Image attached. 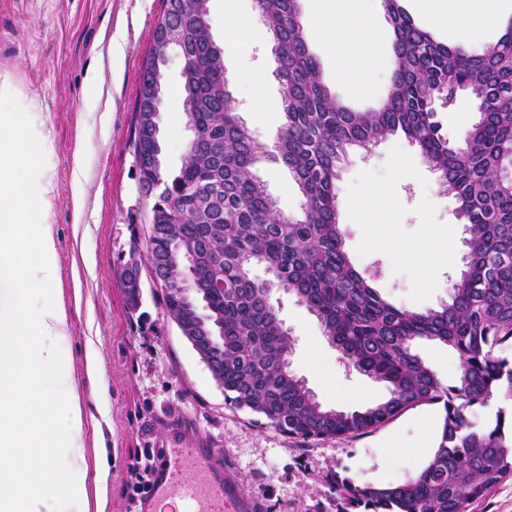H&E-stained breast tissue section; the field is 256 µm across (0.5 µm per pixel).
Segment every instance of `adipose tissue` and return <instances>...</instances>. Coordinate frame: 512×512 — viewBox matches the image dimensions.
I'll return each instance as SVG.
<instances>
[{
	"instance_id": "ef3b65f1",
	"label": "adipose tissue",
	"mask_w": 512,
	"mask_h": 512,
	"mask_svg": "<svg viewBox=\"0 0 512 512\" xmlns=\"http://www.w3.org/2000/svg\"><path fill=\"white\" fill-rule=\"evenodd\" d=\"M416 11L452 34L505 30L511 13L504 0H413ZM317 37L338 59L351 62L343 80L353 95L366 94L373 73L385 65L376 28L375 0H315ZM27 117L0 118V275L15 297L35 311L0 299V512H104L110 470L95 466V489L75 473L86 466L82 395L65 351L68 314L56 299V240L43 218L50 185L34 193L36 149ZM365 223L389 225L394 202L382 187L346 200ZM53 384L43 391L40 376Z\"/></svg>"
}]
</instances>
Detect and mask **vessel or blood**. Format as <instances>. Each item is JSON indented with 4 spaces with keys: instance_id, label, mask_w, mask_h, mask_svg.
<instances>
[{
    "instance_id": "b4317fda",
    "label": "vessel or blood",
    "mask_w": 512,
    "mask_h": 512,
    "mask_svg": "<svg viewBox=\"0 0 512 512\" xmlns=\"http://www.w3.org/2000/svg\"><path fill=\"white\" fill-rule=\"evenodd\" d=\"M234 489L224 480L222 451L193 439L172 438L138 512H224Z\"/></svg>"
}]
</instances>
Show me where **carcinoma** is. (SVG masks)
I'll return each mask as SVG.
<instances>
[{"label": "carcinoma", "instance_id": "obj_1", "mask_svg": "<svg viewBox=\"0 0 512 512\" xmlns=\"http://www.w3.org/2000/svg\"><path fill=\"white\" fill-rule=\"evenodd\" d=\"M207 2L166 0L153 31L156 43L164 27L183 29V106L196 137L176 174L158 173L155 137L141 121L135 125L139 184L154 198L145 240L166 315L176 323L216 321L221 331L207 355L225 401L311 444L367 433L408 408L443 404L439 444L419 472L384 487L336 478L332 489L373 512H468L512 475V408L497 407L480 425L471 417L494 396L512 400V41L479 51L449 46L418 26L400 0H384L391 84L382 104L358 110L325 86L301 0H256L285 90L270 150L237 112L221 50L206 34ZM156 80L147 58L135 109H150ZM451 89L467 92L479 113L458 145L440 134L432 99ZM399 132L439 173L466 233L464 269L448 283V301L423 311L397 306L371 286L349 259L339 223V163L350 149ZM263 162L288 171L303 197L299 216L284 215L267 192L258 175ZM256 266L268 277L253 275ZM187 272L204 289L199 305L176 287ZM275 289L294 295L348 364L387 385L389 398L355 410L318 401L290 371L294 342L271 302ZM418 340L458 352L455 384H443L413 351Z\"/></svg>", "mask_w": 512, "mask_h": 512}]
</instances>
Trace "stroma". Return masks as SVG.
<instances>
[{"label":"stroma","mask_w":512,"mask_h":512,"mask_svg":"<svg viewBox=\"0 0 512 512\" xmlns=\"http://www.w3.org/2000/svg\"><path fill=\"white\" fill-rule=\"evenodd\" d=\"M163 0H0V76L16 86L0 109L36 114L30 134L40 169L53 176L49 222L57 240L58 296L68 315L73 376L84 396L88 424L85 453L94 457L103 442L110 467L106 512H128L131 480L126 465L146 448L166 447L174 428L197 433L223 452L224 476L237 488L226 512H368L347 505L332 489L341 477L365 486L400 482L417 473L439 443L442 405L405 410L371 432L310 444L234 408L198 354L166 316L159 290L142 280V303L131 310L118 271L133 243L143 241L153 205L139 190L131 140L140 69L152 44ZM235 13L252 23L249 33L226 45L224 20ZM209 24L223 45L224 67L238 112L264 143H272L282 124L284 89L275 75L272 46L258 20L255 0H210ZM121 52L100 68L110 44ZM310 48L321 61L330 92L357 108L379 104L387 95L391 72L378 70L372 94L351 98L336 57L317 39ZM183 61L170 53L163 68L160 140L163 167L178 171L191 133L183 110ZM266 76V111L253 109V90L244 73ZM100 73L111 96L102 114L87 95L93 73ZM441 133L458 141L477 118L467 92L437 112ZM84 174L82 212L70 195L74 169ZM260 174L279 209L301 211L302 196L278 165ZM436 171L403 134L366 149L350 150L337 182L339 195L351 198L372 187H389L395 200L388 236L393 245L375 249L369 227L359 216L340 212L345 249L353 263L372 274L373 285L388 300L409 310L438 307L448 299V281L464 267V246L440 263L424 281L414 249L430 233L462 234L454 198L438 187ZM272 301L294 339L290 368L318 400L332 408L357 409L388 398L384 383L348 365L327 340L317 318L296 297L273 291ZM94 342L108 384L98 391L86 374L84 347ZM431 426L424 438L423 426Z\"/></svg>","instance_id":"35a3bbf8"}]
</instances>
